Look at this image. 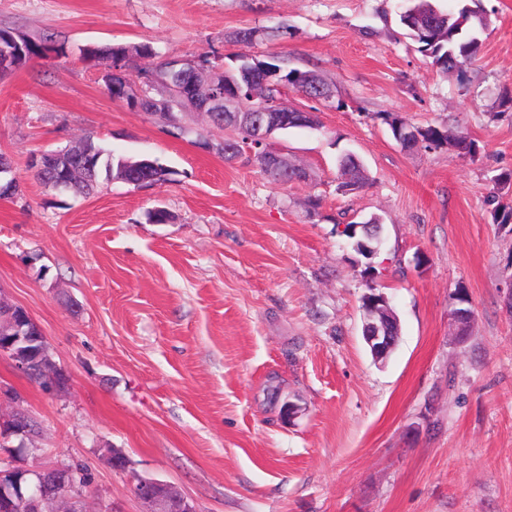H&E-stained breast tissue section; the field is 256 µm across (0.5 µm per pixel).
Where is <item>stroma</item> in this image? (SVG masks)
<instances>
[{"instance_id": "obj_1", "label": "stroma", "mask_w": 512, "mask_h": 512, "mask_svg": "<svg viewBox=\"0 0 512 512\" xmlns=\"http://www.w3.org/2000/svg\"><path fill=\"white\" fill-rule=\"evenodd\" d=\"M395 4L0 0V28L64 46L0 74V154L19 182L0 200V297L27 310L72 377L50 394L0 356V421L21 409L39 428L0 448V464H82L84 512H144L129 490L137 475L199 512H512V223L488 203L494 177L512 171L501 104L512 0H480L481 58L447 75L406 37ZM248 28L260 36L237 43ZM140 43L159 57L129 56L136 80L207 52L319 73L333 104L282 96L318 128L272 138L309 180L283 185L247 158L202 150L196 135L226 136L206 115L182 113L179 135L113 100L82 51ZM388 113L468 134L479 151L403 149ZM89 135L174 175L91 195L45 190L32 155ZM347 152L368 175L352 193L337 189ZM157 208L168 222L148 220ZM373 215L383 244L368 260L342 230ZM372 286L400 320L383 362L362 332ZM462 290L474 315L464 337L451 317ZM113 448L127 469L112 467Z\"/></svg>"}]
</instances>
